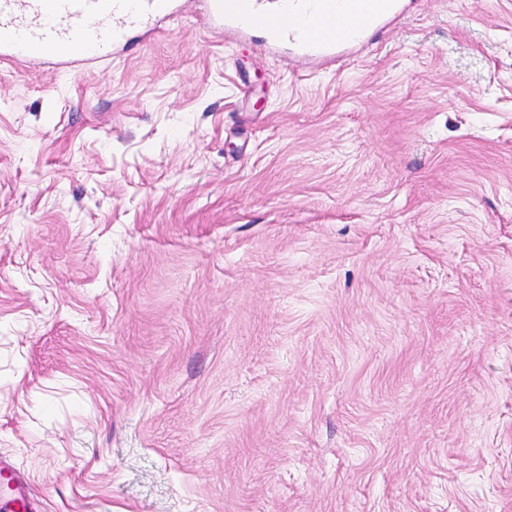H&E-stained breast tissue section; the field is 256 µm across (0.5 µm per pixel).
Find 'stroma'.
I'll list each match as a JSON object with an SVG mask.
<instances>
[{
  "label": "stroma",
  "mask_w": 512,
  "mask_h": 512,
  "mask_svg": "<svg viewBox=\"0 0 512 512\" xmlns=\"http://www.w3.org/2000/svg\"><path fill=\"white\" fill-rule=\"evenodd\" d=\"M198 14L0 61V465L32 512H512V0L326 70Z\"/></svg>",
  "instance_id": "35a3bbf8"
}]
</instances>
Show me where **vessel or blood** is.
<instances>
[{
    "instance_id": "obj_1",
    "label": "vessel or blood",
    "mask_w": 512,
    "mask_h": 512,
    "mask_svg": "<svg viewBox=\"0 0 512 512\" xmlns=\"http://www.w3.org/2000/svg\"><path fill=\"white\" fill-rule=\"evenodd\" d=\"M182 0H0V60L42 61L80 74L151 35L182 12ZM206 25L268 46L330 61L362 49L402 12L404 0H199ZM6 512L26 505L12 478L0 485Z\"/></svg>"
}]
</instances>
